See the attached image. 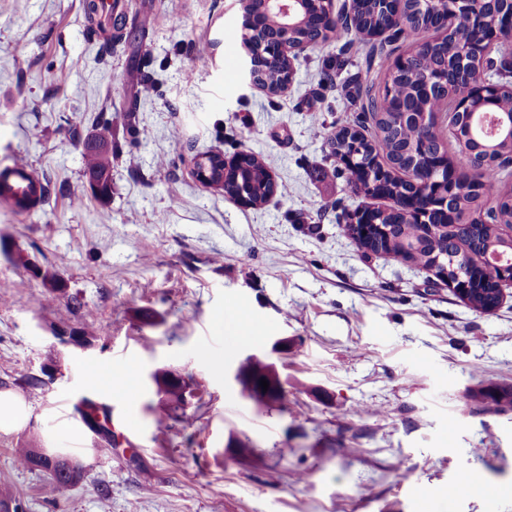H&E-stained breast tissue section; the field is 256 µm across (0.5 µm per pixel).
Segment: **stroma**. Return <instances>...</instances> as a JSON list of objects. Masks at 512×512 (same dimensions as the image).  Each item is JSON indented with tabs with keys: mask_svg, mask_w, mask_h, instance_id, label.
<instances>
[{
	"mask_svg": "<svg viewBox=\"0 0 512 512\" xmlns=\"http://www.w3.org/2000/svg\"><path fill=\"white\" fill-rule=\"evenodd\" d=\"M84 6L0 0V168L25 161L52 188L28 215L0 203V390L31 407L24 427L0 431V484L25 512H420L426 500L435 512H512V407L470 397L512 387V284L478 312L434 271L363 254L340 220L368 198L322 176L336 159L321 126L356 115L345 78L383 82L391 58L369 66L355 54L321 89L340 45L308 46L275 95L250 83L246 52L225 78L240 0H120L124 36L108 54ZM159 14L169 23L136 36ZM102 113L112 120L105 200L90 189L82 147ZM242 151L287 195L246 207L192 173L195 155ZM234 302L267 330L230 349L224 308ZM60 320L90 346L60 345L49 331ZM280 338L287 353H272ZM251 354L275 363L287 406L242 392L234 374ZM91 365L135 369L138 402L89 389ZM44 366L49 383L28 386ZM163 368L200 388L194 424L157 429L151 375ZM85 399L112 417V450L85 428ZM24 442L78 460L82 480L48 492L45 474L15 462ZM463 470L474 489L449 497Z\"/></svg>",
	"mask_w": 512,
	"mask_h": 512,
	"instance_id": "stroma-1",
	"label": "stroma"
}]
</instances>
